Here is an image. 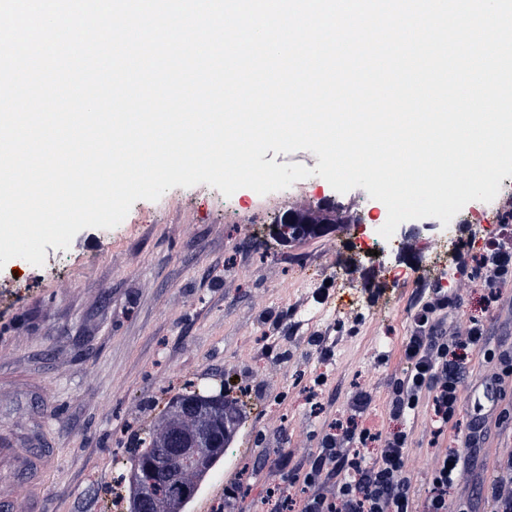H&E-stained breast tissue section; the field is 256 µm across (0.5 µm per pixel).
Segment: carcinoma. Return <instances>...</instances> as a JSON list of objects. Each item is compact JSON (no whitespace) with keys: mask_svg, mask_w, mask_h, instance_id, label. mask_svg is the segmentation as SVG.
<instances>
[{"mask_svg":"<svg viewBox=\"0 0 512 512\" xmlns=\"http://www.w3.org/2000/svg\"><path fill=\"white\" fill-rule=\"evenodd\" d=\"M297 211L300 223L288 226L290 242L312 237L307 231L309 226L359 223V218L353 212L335 203L325 208L301 205ZM213 396L217 398L216 406L222 410L230 408L231 418H236V401L224 395V389H197L189 384L172 399L165 414L155 423L147 437L142 439L140 447L131 456L128 482L132 504L129 512H140L139 504L144 496L151 499L153 512H180L177 506L187 504L196 495L203 478L224 458V450L231 443L228 436L217 442V446L203 460L178 456L163 468L152 466L156 449L163 447L170 434L178 432L186 436L194 428L195 415L182 411V407L189 403L203 402Z\"/></svg>","mask_w":512,"mask_h":512,"instance_id":"carcinoma-1","label":"carcinoma"}]
</instances>
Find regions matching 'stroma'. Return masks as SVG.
Wrapping results in <instances>:
<instances>
[{"label": "stroma", "mask_w": 512, "mask_h": 512, "mask_svg": "<svg viewBox=\"0 0 512 512\" xmlns=\"http://www.w3.org/2000/svg\"><path fill=\"white\" fill-rule=\"evenodd\" d=\"M329 197L359 200L371 231L387 220L365 189L340 194L315 175L266 195L202 183L136 201L118 226L83 229L68 249L46 247L43 265L0 269V443L55 448L42 512H92L111 497L115 459L190 381L249 399L231 457L183 512L216 496L224 512H278L274 484L316 453L358 388L371 394L363 425L391 427L414 315L446 282L429 266L427 231L375 256L332 234L287 246L269 235L287 207ZM509 215L512 194L467 203L455 226L453 265L467 274L455 316L480 319L498 352L512 349V284L490 309L473 271ZM340 268L358 272L355 287L336 290ZM403 426L420 499L431 453L453 433L434 435L424 407Z\"/></svg>", "instance_id": "stroma-1"}]
</instances>
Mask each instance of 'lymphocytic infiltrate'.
<instances>
[{"label":"lymphocytic infiltrate","mask_w":512,"mask_h":512,"mask_svg":"<svg viewBox=\"0 0 512 512\" xmlns=\"http://www.w3.org/2000/svg\"><path fill=\"white\" fill-rule=\"evenodd\" d=\"M452 310L447 293L438 288L416 313L404 345L407 372L389 398V413L396 420L427 406L439 434L459 413L469 353L483 354L491 368L485 385L495 390L497 401L505 400V380L512 377V355L498 357L488 349L480 320L457 330ZM370 401V393L359 390L346 416L329 424L316 457L278 484L290 512H454L450 493L461 484L459 474L468 467L464 452L478 446L484 418L473 417L457 445L432 455L427 493L418 501L408 466L409 435L402 430L374 435L362 427L360 418ZM299 483L307 494L296 499L291 489Z\"/></svg>","instance_id":"obj_1"}]
</instances>
